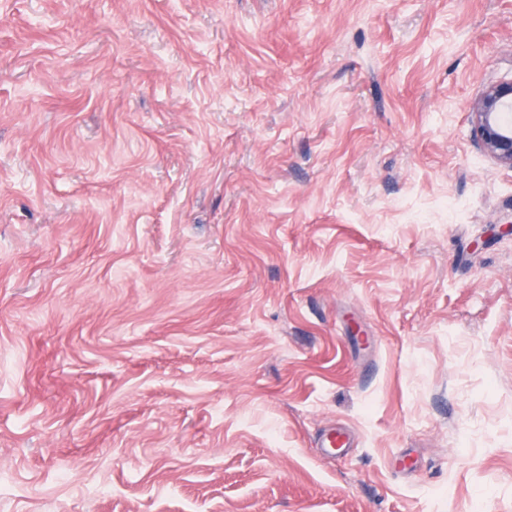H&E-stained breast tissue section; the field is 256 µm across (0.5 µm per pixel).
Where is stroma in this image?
I'll return each mask as SVG.
<instances>
[{
  "instance_id": "35a3bbf8",
  "label": "stroma",
  "mask_w": 512,
  "mask_h": 512,
  "mask_svg": "<svg viewBox=\"0 0 512 512\" xmlns=\"http://www.w3.org/2000/svg\"><path fill=\"white\" fill-rule=\"evenodd\" d=\"M511 79L512 0H0V512H512ZM470 110L471 135L480 150L512 169V80L486 85Z\"/></svg>"
}]
</instances>
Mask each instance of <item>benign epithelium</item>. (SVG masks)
<instances>
[{
  "label": "benign epithelium",
  "mask_w": 512,
  "mask_h": 512,
  "mask_svg": "<svg viewBox=\"0 0 512 512\" xmlns=\"http://www.w3.org/2000/svg\"><path fill=\"white\" fill-rule=\"evenodd\" d=\"M471 135L480 150L512 169V80L486 85L470 107Z\"/></svg>",
  "instance_id": "obj_1"
}]
</instances>
